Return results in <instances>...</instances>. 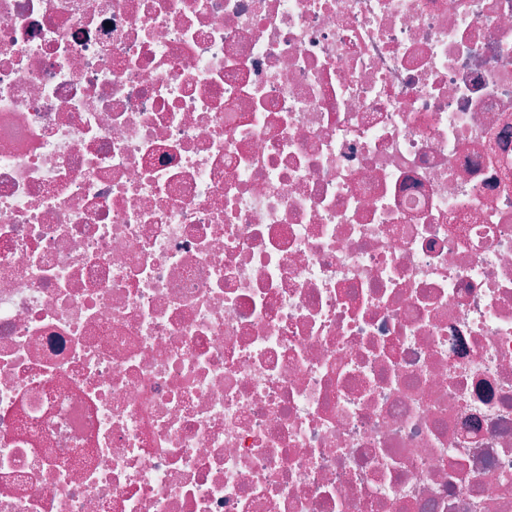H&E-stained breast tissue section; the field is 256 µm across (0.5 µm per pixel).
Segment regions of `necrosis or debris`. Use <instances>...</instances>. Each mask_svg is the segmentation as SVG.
Returning a JSON list of instances; mask_svg holds the SVG:
<instances>
[{"mask_svg": "<svg viewBox=\"0 0 512 512\" xmlns=\"http://www.w3.org/2000/svg\"><path fill=\"white\" fill-rule=\"evenodd\" d=\"M0 512H512V0H0Z\"/></svg>", "mask_w": 512, "mask_h": 512, "instance_id": "4bbe7bcc", "label": "necrosis or debris"}]
</instances>
